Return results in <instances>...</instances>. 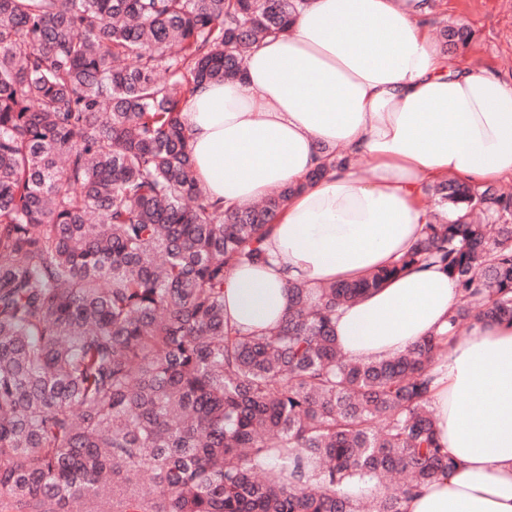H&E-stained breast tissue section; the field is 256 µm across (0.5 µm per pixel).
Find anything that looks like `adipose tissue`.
Returning <instances> with one entry per match:
<instances>
[{
  "label": "adipose tissue",
  "mask_w": 512,
  "mask_h": 512,
  "mask_svg": "<svg viewBox=\"0 0 512 512\" xmlns=\"http://www.w3.org/2000/svg\"><path fill=\"white\" fill-rule=\"evenodd\" d=\"M196 177L225 205L303 180L322 149L346 163L290 200L254 264L224 281V318L241 332L291 310L288 285L316 288L392 266L431 213L424 185L512 178V84L439 48L421 0H309L288 33L251 51L242 79L207 83L185 104ZM456 303L436 265H414L345 305L336 341L374 361L444 333ZM432 372L448 477L402 512H512V325L453 336Z\"/></svg>",
  "instance_id": "adipose-tissue-1"
}]
</instances>
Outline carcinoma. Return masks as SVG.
Listing matches in <instances>:
<instances>
[{
    "instance_id": "cac0c4a2",
    "label": "carcinoma",
    "mask_w": 512,
    "mask_h": 512,
    "mask_svg": "<svg viewBox=\"0 0 512 512\" xmlns=\"http://www.w3.org/2000/svg\"><path fill=\"white\" fill-rule=\"evenodd\" d=\"M307 0H0V512H375L448 476L430 369L463 325L512 322V194L456 179L392 266L310 288L242 334L224 279L332 160L257 205L195 177L182 104L239 79ZM442 31L444 52L470 43ZM135 64H128L129 60ZM441 265L448 334L356 361L337 310ZM149 475L151 486L137 488Z\"/></svg>"
}]
</instances>
